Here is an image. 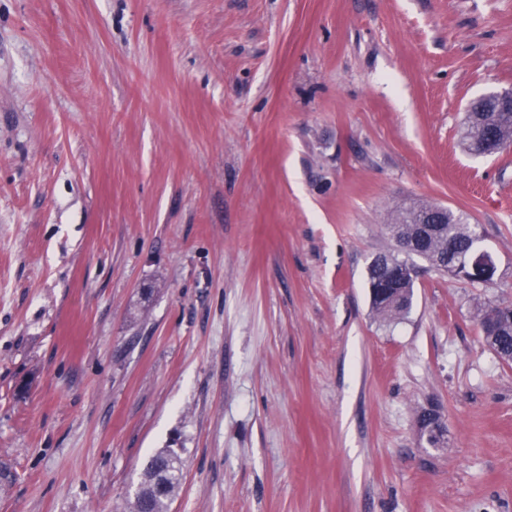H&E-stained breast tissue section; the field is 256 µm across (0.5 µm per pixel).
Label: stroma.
<instances>
[{
	"mask_svg": "<svg viewBox=\"0 0 512 512\" xmlns=\"http://www.w3.org/2000/svg\"><path fill=\"white\" fill-rule=\"evenodd\" d=\"M512 0H0V512H512ZM465 213L469 283L366 268L411 204ZM438 409L448 445L417 428ZM404 260L399 259L398 254H385L371 258L367 266V284L370 293L372 311L386 318H398L406 315L412 305L414 279L408 281L393 277L389 280V287L394 290L384 298H379L375 292L382 283L387 280V275H392ZM479 311L483 337L487 345L504 361H512V306L496 308L489 318L482 319L492 309ZM490 310V311H489ZM173 448H162L146 463L143 470V479L140 484V493L142 495H153V481L156 477L157 468L163 464H169V470L165 477L166 491L163 495L155 497L152 501L153 512H168L169 505L174 497L177 488L180 485L182 477V468L178 472L174 470L173 459L178 457L182 461L181 451L172 455Z\"/></svg>",
	"mask_w": 512,
	"mask_h": 512,
	"instance_id": "1",
	"label": "stroma"
}]
</instances>
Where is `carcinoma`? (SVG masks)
<instances>
[{
  "label": "carcinoma",
  "instance_id": "carcinoma-1",
  "mask_svg": "<svg viewBox=\"0 0 512 512\" xmlns=\"http://www.w3.org/2000/svg\"><path fill=\"white\" fill-rule=\"evenodd\" d=\"M499 137L512 142V109H506L498 113L496 126ZM428 208L426 204H418L401 210L389 225L392 237L397 240L416 241L415 256L426 260L435 269L459 276L462 270L456 266V260L448 256V241H454L459 252L467 254L475 251L480 240L477 227L468 222L467 218L452 210L443 213V224L440 230L424 238L420 237L421 228L417 225L418 213ZM402 260L393 253L382 257L374 256L367 266V284L370 293L372 311L386 318H398L406 315L412 305L413 280H404L394 277L390 280L393 291L386 297L380 298L375 289L381 287L387 281V276L399 267ZM481 327L487 345L504 361H512V306L506 305L497 308L494 314L489 310H480ZM181 457V454H172V449L159 450L146 463L143 470V479L140 484V493L153 494V481L157 468L163 464H169V470L165 477L166 491L152 501L153 512H169V505L180 485L182 472L175 471L173 459Z\"/></svg>",
  "mask_w": 512,
  "mask_h": 512
}]
</instances>
